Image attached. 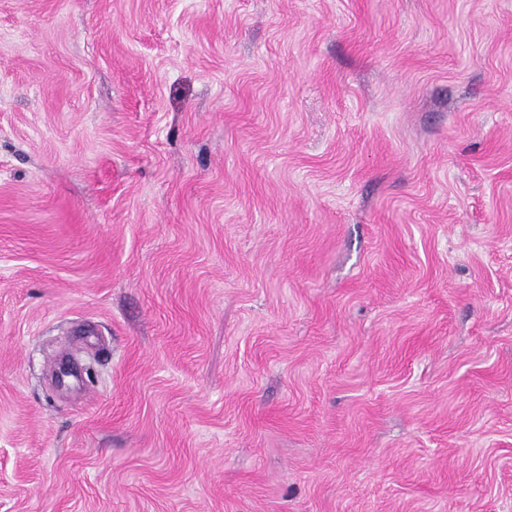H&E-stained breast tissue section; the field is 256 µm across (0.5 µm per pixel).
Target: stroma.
Returning <instances> with one entry per match:
<instances>
[{
	"instance_id": "35a3bbf8",
	"label": "stroma",
	"mask_w": 512,
	"mask_h": 512,
	"mask_svg": "<svg viewBox=\"0 0 512 512\" xmlns=\"http://www.w3.org/2000/svg\"><path fill=\"white\" fill-rule=\"evenodd\" d=\"M0 512H512V0H0Z\"/></svg>"
}]
</instances>
